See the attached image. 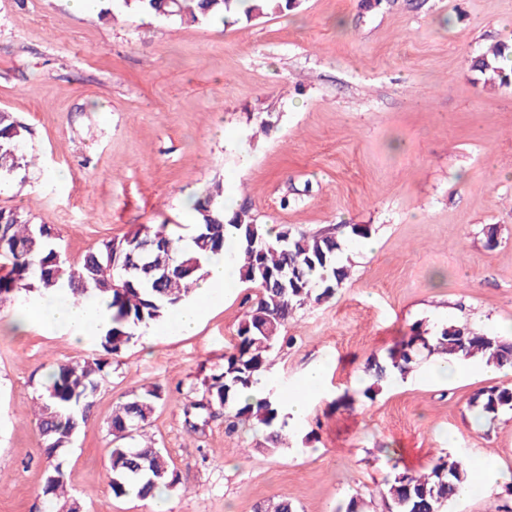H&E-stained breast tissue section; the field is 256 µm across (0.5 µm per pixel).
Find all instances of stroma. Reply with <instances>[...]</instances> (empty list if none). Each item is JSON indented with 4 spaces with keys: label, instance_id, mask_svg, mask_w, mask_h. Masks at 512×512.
Wrapping results in <instances>:
<instances>
[{
    "label": "stroma",
    "instance_id": "1",
    "mask_svg": "<svg viewBox=\"0 0 512 512\" xmlns=\"http://www.w3.org/2000/svg\"><path fill=\"white\" fill-rule=\"evenodd\" d=\"M510 41L512 0H302L228 26L121 10L106 23L68 0H0V110L28 128L32 159L0 184V208L53 227L75 263L143 225L191 238L185 206L218 182L258 223L334 232L350 271L329 302L296 311L293 344L272 354L280 390L326 364L322 394L274 450L246 423L230 435L220 417L195 434L183 422L236 341L244 285L193 333L143 335L113 357L92 417L50 460L35 398L52 365L102 349L18 327L20 301L0 305V512H49L41 489L56 465L82 512H154L155 501L112 496L107 457L113 407L153 384L166 396L147 431L181 477L166 512H264L281 498L337 512L355 494L382 512L393 465L420 471L445 453L493 466L483 492L445 512H512V410L489 422L469 405L512 386V370L472 359L440 382L423 351L406 378L363 395L367 360L413 325L512 339V86H483L470 69Z\"/></svg>",
    "mask_w": 512,
    "mask_h": 512
}]
</instances>
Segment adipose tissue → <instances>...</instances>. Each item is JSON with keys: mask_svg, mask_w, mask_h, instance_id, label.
I'll return each mask as SVG.
<instances>
[{"mask_svg": "<svg viewBox=\"0 0 512 512\" xmlns=\"http://www.w3.org/2000/svg\"><path fill=\"white\" fill-rule=\"evenodd\" d=\"M231 280V261L222 256L211 260L207 274L201 280L198 292L200 302H189L178 310L169 325L178 334L192 332L203 313L204 303H216L223 299L224 289ZM21 322L32 323L49 330H61L78 343L99 335L110 323V313L99 300H75L72 298H39L22 307L18 313ZM325 370L322 364L309 365L303 372L299 391L289 397L282 416L286 423L300 421L306 414L313 390L322 387Z\"/></svg>", "mask_w": 512, "mask_h": 512, "instance_id": "ef3b65f1", "label": "adipose tissue"}]
</instances>
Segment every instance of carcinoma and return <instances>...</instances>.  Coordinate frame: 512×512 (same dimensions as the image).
Segmentation results:
<instances>
[{
    "label": "carcinoma",
    "instance_id": "cac0c4a2",
    "mask_svg": "<svg viewBox=\"0 0 512 512\" xmlns=\"http://www.w3.org/2000/svg\"><path fill=\"white\" fill-rule=\"evenodd\" d=\"M117 2L134 15L176 18L187 25L250 22L301 5V0ZM510 53L505 43L491 45L473 58L471 71L485 86H508L512 71L505 69L504 61ZM27 132L12 113L0 110V180L28 165L23 152ZM193 209L195 234L185 247L168 225L157 224L119 240H103L73 264L56 258L52 227L32 223L18 209L0 208V299L10 302L22 292L43 297L65 290L75 299H100L112 311V323L100 336V347L108 355H117L143 329L187 302L204 279L208 261L224 255L225 242L233 240L237 280L256 286L258 293L246 298L250 306L238 326L237 341L224 355L223 368L203 383L200 398L184 407V422L188 431L196 433L221 414L226 432L249 422L262 433L268 449L280 448L287 437L280 413L288 394L268 388L265 397L252 402L243 393L265 376L274 345L289 343L282 330L294 312L329 301L349 278L341 244L332 232H297L285 226L276 232L257 223L245 203L226 214L218 184L197 198ZM411 332L385 358L368 361L370 384L363 391L365 397L374 398L385 384L412 372L419 347L445 359L479 357L498 369L512 367V341L501 336L458 323H448L432 336L422 335L415 326ZM111 367L106 359L94 358L59 363L52 369L36 397L37 428L46 456L72 443L91 416L100 380ZM164 396L159 385L142 387L112 411L110 488L116 497L129 495L133 484L137 497L148 499L158 489L179 483L168 449L146 439L151 415ZM471 403L481 416L492 420L502 409L512 407V388L488 387ZM469 484L468 466L459 456L440 455L424 473L395 465L385 480V512H442ZM42 495L53 504L60 503V512L81 509L79 501L67 494L65 474L58 466L47 475Z\"/></svg>",
    "mask_w": 512,
    "mask_h": 512
}]
</instances>
